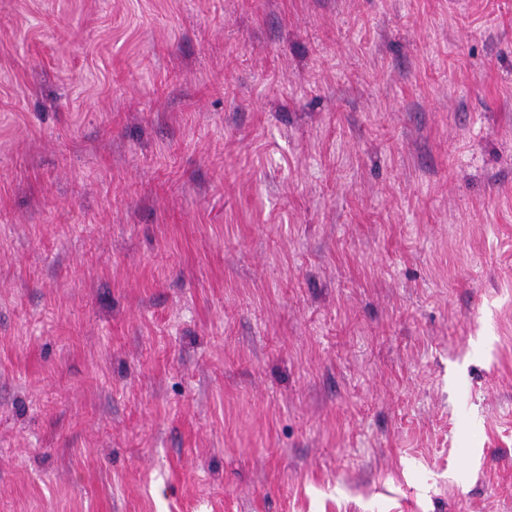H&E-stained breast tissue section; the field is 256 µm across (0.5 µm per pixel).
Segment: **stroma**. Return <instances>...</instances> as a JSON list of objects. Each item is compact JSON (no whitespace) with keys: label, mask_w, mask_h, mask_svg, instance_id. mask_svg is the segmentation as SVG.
Segmentation results:
<instances>
[{"label":"stroma","mask_w":512,"mask_h":512,"mask_svg":"<svg viewBox=\"0 0 512 512\" xmlns=\"http://www.w3.org/2000/svg\"><path fill=\"white\" fill-rule=\"evenodd\" d=\"M0 512H512V0H0Z\"/></svg>","instance_id":"35a3bbf8"}]
</instances>
